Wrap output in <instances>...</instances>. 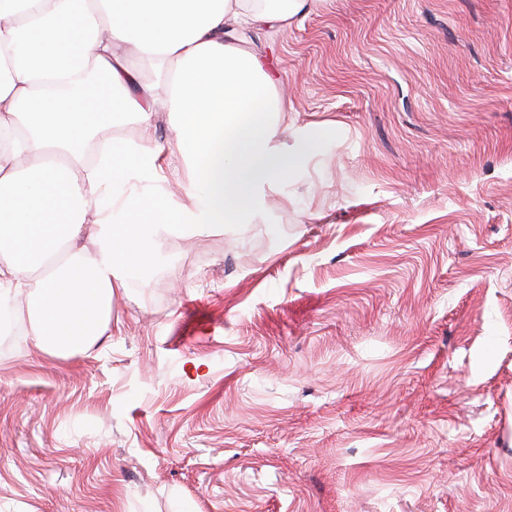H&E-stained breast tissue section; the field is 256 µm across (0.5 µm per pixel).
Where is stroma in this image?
Returning a JSON list of instances; mask_svg holds the SVG:
<instances>
[{
	"instance_id": "35a3bbf8",
	"label": "stroma",
	"mask_w": 512,
	"mask_h": 512,
	"mask_svg": "<svg viewBox=\"0 0 512 512\" xmlns=\"http://www.w3.org/2000/svg\"><path fill=\"white\" fill-rule=\"evenodd\" d=\"M295 155L90 348L0 349V512H512V0L247 32ZM164 187L192 178L158 114Z\"/></svg>"
}]
</instances>
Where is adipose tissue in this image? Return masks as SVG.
<instances>
[{
    "mask_svg": "<svg viewBox=\"0 0 512 512\" xmlns=\"http://www.w3.org/2000/svg\"><path fill=\"white\" fill-rule=\"evenodd\" d=\"M307 0H0V305L16 308L38 348L86 349L112 319L128 273L152 259L157 227L201 232L249 224L264 187L292 165L277 139L287 109L237 32L287 26ZM174 68L139 81L138 57ZM113 96L84 111L90 72ZM166 113L200 184L185 200L108 197L128 173L157 179L148 135ZM136 128L118 141L113 125Z\"/></svg>",
    "mask_w": 512,
    "mask_h": 512,
    "instance_id": "1",
    "label": "adipose tissue"
}]
</instances>
